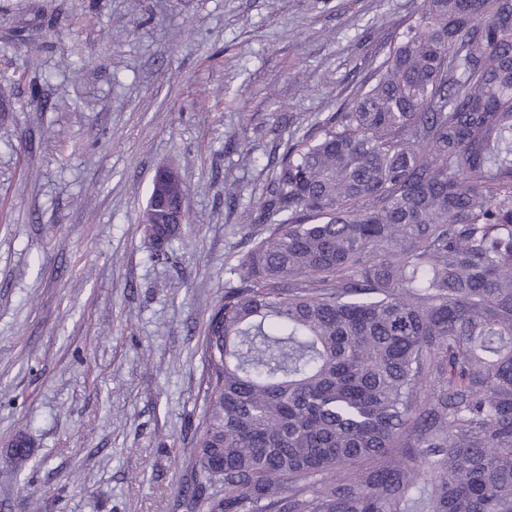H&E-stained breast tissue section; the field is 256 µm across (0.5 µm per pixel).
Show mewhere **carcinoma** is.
Masks as SVG:
<instances>
[{
  "mask_svg": "<svg viewBox=\"0 0 512 512\" xmlns=\"http://www.w3.org/2000/svg\"><path fill=\"white\" fill-rule=\"evenodd\" d=\"M261 215L209 309L195 504L512 512V0H423Z\"/></svg>",
  "mask_w": 512,
  "mask_h": 512,
  "instance_id": "cac0c4a2",
  "label": "carcinoma"
}]
</instances>
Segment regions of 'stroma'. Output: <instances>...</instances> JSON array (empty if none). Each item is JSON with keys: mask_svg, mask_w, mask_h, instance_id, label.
I'll return each instance as SVG.
<instances>
[{"mask_svg": "<svg viewBox=\"0 0 512 512\" xmlns=\"http://www.w3.org/2000/svg\"><path fill=\"white\" fill-rule=\"evenodd\" d=\"M422 5L0 0V512H198L208 307L265 235L291 135L351 100ZM167 165L187 222L162 256L139 216Z\"/></svg>", "mask_w": 512, "mask_h": 512, "instance_id": "1", "label": "stroma"}]
</instances>
